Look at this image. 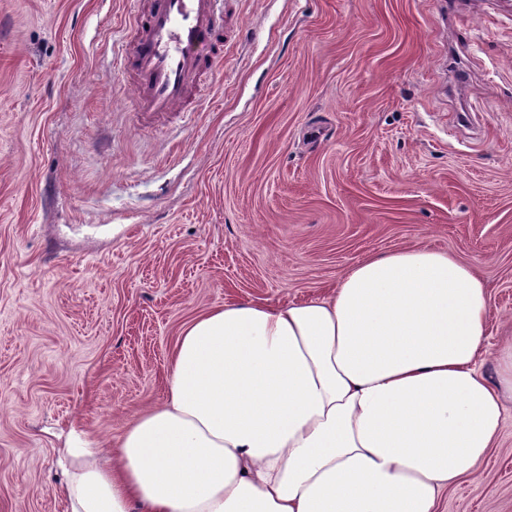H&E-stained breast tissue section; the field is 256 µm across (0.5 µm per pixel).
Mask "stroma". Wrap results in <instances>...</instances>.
Returning <instances> with one entry per match:
<instances>
[{
    "mask_svg": "<svg viewBox=\"0 0 512 512\" xmlns=\"http://www.w3.org/2000/svg\"><path fill=\"white\" fill-rule=\"evenodd\" d=\"M215 2L224 62L158 118L132 0H0V512H67L62 448L162 404L224 303L426 245L487 283L488 378L512 341V0ZM441 512H512V404Z\"/></svg>",
    "mask_w": 512,
    "mask_h": 512,
    "instance_id": "stroma-1",
    "label": "stroma"
}]
</instances>
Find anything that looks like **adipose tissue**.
I'll use <instances>...</instances> for the list:
<instances>
[{"instance_id":"obj_1","label":"adipose tissue","mask_w":512,"mask_h":512,"mask_svg":"<svg viewBox=\"0 0 512 512\" xmlns=\"http://www.w3.org/2000/svg\"><path fill=\"white\" fill-rule=\"evenodd\" d=\"M490 294L425 246L328 294L239 301L182 331L160 406L79 460L69 512H440L496 448L512 345L482 370Z\"/></svg>"}]
</instances>
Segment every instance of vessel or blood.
I'll use <instances>...</instances> for the list:
<instances>
[{
    "label": "vessel or blood",
    "instance_id": "b4317fda",
    "mask_svg": "<svg viewBox=\"0 0 512 512\" xmlns=\"http://www.w3.org/2000/svg\"><path fill=\"white\" fill-rule=\"evenodd\" d=\"M214 0H149L131 16L120 73L144 111L173 112L224 58Z\"/></svg>",
    "mask_w": 512,
    "mask_h": 512
}]
</instances>
